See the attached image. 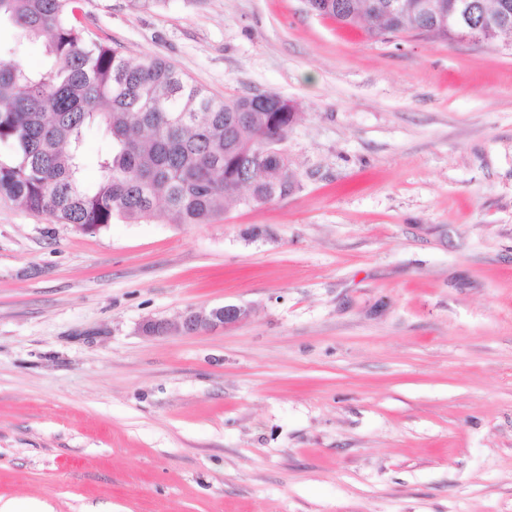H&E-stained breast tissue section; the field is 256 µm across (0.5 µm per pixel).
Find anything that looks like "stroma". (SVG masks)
Returning <instances> with one entry per match:
<instances>
[{"instance_id":"stroma-1","label":"stroma","mask_w":512,"mask_h":512,"mask_svg":"<svg viewBox=\"0 0 512 512\" xmlns=\"http://www.w3.org/2000/svg\"><path fill=\"white\" fill-rule=\"evenodd\" d=\"M217 97L295 105L300 187L86 234L0 198V500L512 512V48L304 0H83ZM240 324L145 337L189 307Z\"/></svg>"}]
</instances>
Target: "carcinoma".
<instances>
[{"mask_svg":"<svg viewBox=\"0 0 512 512\" xmlns=\"http://www.w3.org/2000/svg\"><path fill=\"white\" fill-rule=\"evenodd\" d=\"M313 14L373 36L418 34L428 18L405 9L385 17L379 0H305ZM81 0H0L15 41L44 40L50 66L31 69L0 47V196L58 224L94 234L120 217L159 212L177 224H208L227 202L253 206L298 188L283 143L296 108L271 112L244 95L219 100L170 62L128 58L93 38ZM102 125L111 146L85 184L84 130ZM263 160L246 169L243 155Z\"/></svg>","mask_w":512,"mask_h":512,"instance_id":"carcinoma-1","label":"carcinoma"}]
</instances>
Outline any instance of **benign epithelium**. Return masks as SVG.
Instances as JSON below:
<instances>
[{"instance_id":"obj_1","label":"benign epithelium","mask_w":512,"mask_h":512,"mask_svg":"<svg viewBox=\"0 0 512 512\" xmlns=\"http://www.w3.org/2000/svg\"><path fill=\"white\" fill-rule=\"evenodd\" d=\"M476 0H452L448 10L432 2L424 4L431 13V24L423 29L430 36L436 29H454L463 38L482 43L495 31L512 26V14L504 8L496 14L488 15L478 9ZM251 310L237 305L219 307H190L174 321L149 319L142 325V332L149 338L168 334H198L213 331L230 325L243 323L250 318Z\"/></svg>"}]
</instances>
